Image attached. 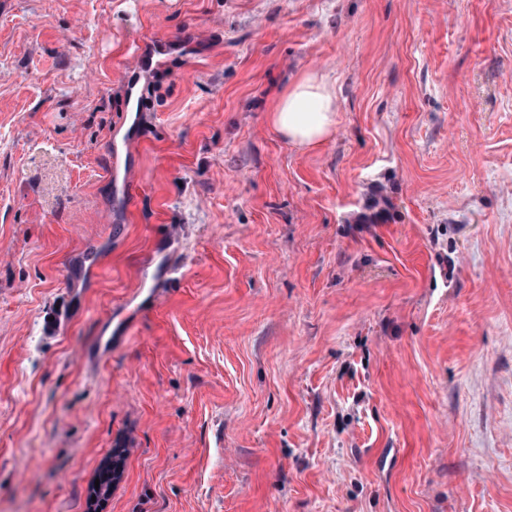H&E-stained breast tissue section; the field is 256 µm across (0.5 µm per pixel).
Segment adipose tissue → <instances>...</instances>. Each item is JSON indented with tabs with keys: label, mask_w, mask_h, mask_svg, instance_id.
Returning <instances> with one entry per match:
<instances>
[{
	"label": "adipose tissue",
	"mask_w": 512,
	"mask_h": 512,
	"mask_svg": "<svg viewBox=\"0 0 512 512\" xmlns=\"http://www.w3.org/2000/svg\"><path fill=\"white\" fill-rule=\"evenodd\" d=\"M272 128L295 146L325 143L336 127V87L327 75L305 71L278 94L269 114Z\"/></svg>",
	"instance_id": "ef3b65f1"
}]
</instances>
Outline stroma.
I'll use <instances>...</instances> for the list:
<instances>
[{
    "label": "stroma",
    "mask_w": 512,
    "mask_h": 512,
    "mask_svg": "<svg viewBox=\"0 0 512 512\" xmlns=\"http://www.w3.org/2000/svg\"><path fill=\"white\" fill-rule=\"evenodd\" d=\"M115 448L103 512H512V0H0V512ZM268 121L295 146L311 149L322 145L336 127V86L327 75L302 72L280 91ZM126 460V450L123 449L122 453L119 455L114 454V449L112 452L108 454L101 463V470L109 469L112 475L110 480L103 481L99 483V487H92L91 493L101 500H107L109 496L112 494V487L116 481H119L124 473V466Z\"/></svg>",
    "instance_id": "obj_1"
}]
</instances>
